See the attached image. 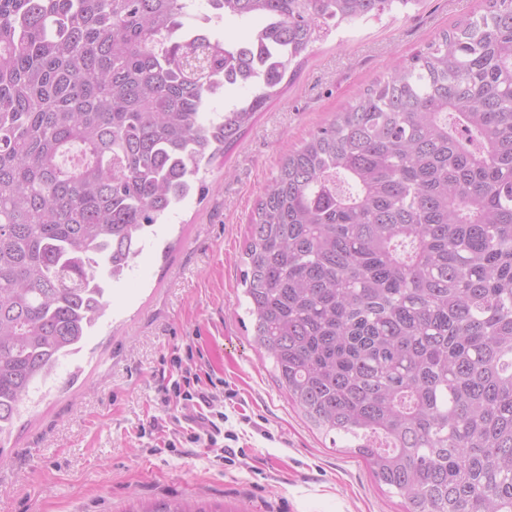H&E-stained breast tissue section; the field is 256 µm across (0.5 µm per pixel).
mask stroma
Here are the masks:
<instances>
[{"label": "stroma", "instance_id": "stroma-1", "mask_svg": "<svg viewBox=\"0 0 512 512\" xmlns=\"http://www.w3.org/2000/svg\"><path fill=\"white\" fill-rule=\"evenodd\" d=\"M483 0H422L379 21L341 24L316 43L287 91L259 112L223 164L201 172L127 276L81 351L31 393L0 442V512H139L179 499L229 512H405L363 459L313 428L252 345L240 285L248 223L281 158L373 82ZM223 396L225 429L246 461L178 447L183 371Z\"/></svg>", "mask_w": 512, "mask_h": 512}]
</instances>
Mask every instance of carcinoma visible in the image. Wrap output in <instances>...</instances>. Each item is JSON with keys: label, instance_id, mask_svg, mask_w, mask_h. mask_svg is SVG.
<instances>
[{"label": "carcinoma", "instance_id": "cac0c4a2", "mask_svg": "<svg viewBox=\"0 0 512 512\" xmlns=\"http://www.w3.org/2000/svg\"><path fill=\"white\" fill-rule=\"evenodd\" d=\"M421 0H0V438L80 351L145 234L332 25ZM261 17L227 43L209 22ZM252 98L205 120L218 90ZM241 284L306 420L406 512H512V0L288 153ZM142 512H222L169 500Z\"/></svg>", "mask_w": 512, "mask_h": 512}]
</instances>
